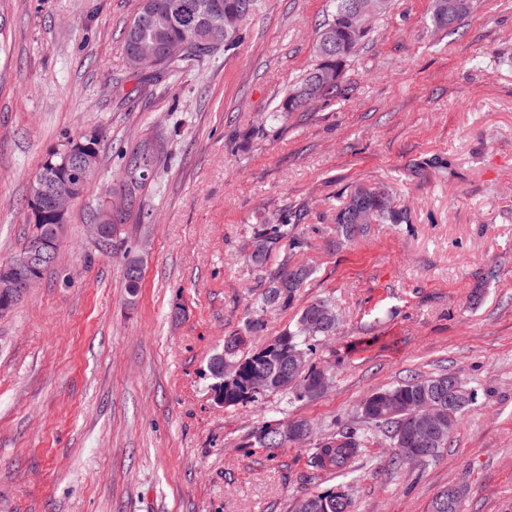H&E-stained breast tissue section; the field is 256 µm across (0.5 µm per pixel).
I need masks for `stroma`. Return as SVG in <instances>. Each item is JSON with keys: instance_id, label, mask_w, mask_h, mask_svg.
<instances>
[{"instance_id": "1", "label": "stroma", "mask_w": 512, "mask_h": 512, "mask_svg": "<svg viewBox=\"0 0 512 512\" xmlns=\"http://www.w3.org/2000/svg\"><path fill=\"white\" fill-rule=\"evenodd\" d=\"M140 5L0 0V266L26 243L47 150L102 136L55 265L0 316V512H296L342 482L351 512H426L451 484L463 512H512V0H473L451 32L432 27L433 0H391L339 94L272 127L316 62L328 0H266L233 55L142 85L122 45ZM147 128L167 144L149 216L97 246L89 216ZM359 185L388 191L402 219L346 241L334 216ZM277 213L299 216L302 243L274 264L313 274L247 344L329 300L338 332L310 362L333 381L314 400L227 408L208 363L259 300L243 250ZM446 372L478 397L436 461L392 468L372 441L352 475L311 466L371 392ZM293 419L313 429L304 443L258 445L263 423Z\"/></svg>"}]
</instances>
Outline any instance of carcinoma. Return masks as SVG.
Returning a JSON list of instances; mask_svg holds the SVG:
<instances>
[{"label": "carcinoma", "instance_id": "carcinoma-1", "mask_svg": "<svg viewBox=\"0 0 512 512\" xmlns=\"http://www.w3.org/2000/svg\"><path fill=\"white\" fill-rule=\"evenodd\" d=\"M218 2L227 16L222 47L226 53L235 52L243 41V22L263 7L264 0H142L138 12L123 33L126 58H132L138 48L161 47L163 56L159 72L148 75V78L158 82L174 75L182 65L208 55L216 50V47L205 40V22L210 10ZM345 3L346 0H331L330 14L319 28L314 47L317 63L298 83L291 86L280 109L272 113L273 120L278 121L286 113L302 108V97L305 95L315 94L322 99L332 97L340 90L346 63L354 50L369 35L367 30L359 36L353 35L344 10ZM471 8L472 0H434L432 26L438 30L451 29L470 12ZM100 144L101 136L95 132L68 134L64 137L63 143L48 150L36 174L65 181L68 177L74 176L75 172L55 168L61 161L57 151L66 147L77 148L92 155L94 162L97 163ZM160 161L161 158L157 157L146 168L147 177L140 181L137 203L125 215L124 222L132 219L141 222L147 217L143 192ZM396 218L397 212L392 207L389 193L359 185L336 210L334 224L337 232L345 239L351 240L366 233L371 223L394 222ZM297 229L298 225L288 223V215L276 214L255 227L253 236L247 244L248 262L260 273L268 275V285L261 293L256 309L248 313L239 329L224 337V350L215 354L209 361L208 370L211 374L214 373L215 366L225 359L239 364L240 379L222 386L226 408L257 401L260 393L253 390V382L257 375L268 367L270 359L278 351L301 350L308 356L313 351L315 342L330 336L328 327L319 325L313 328L309 325L310 315L314 312L334 315V307L329 301L316 300L304 307L293 327L280 331L267 345L256 350L245 348V337L261 331L265 326L262 313L276 307H288L296 293L312 275L310 268L297 265L290 267L286 262L282 263L277 272H269L270 263L281 251L284 242L287 241L292 246L299 244ZM320 374L321 370L316 367H303L307 391L302 394H297L288 387H275L270 389V392L283 393L294 400L316 398L320 391L314 388V383ZM446 382V375L428 378L412 376L389 388L374 392L376 399L389 395L396 401L395 414L387 419L375 408L367 404L361 406L362 422L367 424V430L346 427L322 438L312 449L311 466L321 471L348 475L354 471V464L362 448L372 439L388 443V447L391 448L389 465H404L408 461L407 449L416 447V444L408 438L400 437L399 432L409 416L414 399L422 392ZM459 391L467 397L465 405L454 410L449 425L445 426L438 436L437 453L425 456L421 464L426 465L441 456L444 448L448 447V440L459 425L461 417L475 401L474 391L462 386L459 387ZM291 425L293 422L288 421L279 428L271 425L261 427L258 443L264 448L283 447L287 442L284 431ZM465 495L463 487L452 484L431 501L428 512H448V499H463ZM351 507L350 487L340 483L332 489L304 498L298 504L297 512H351Z\"/></svg>", "mask_w": 512, "mask_h": 512}]
</instances>
